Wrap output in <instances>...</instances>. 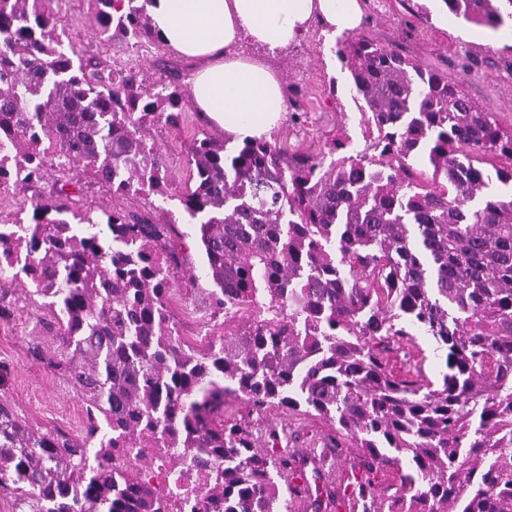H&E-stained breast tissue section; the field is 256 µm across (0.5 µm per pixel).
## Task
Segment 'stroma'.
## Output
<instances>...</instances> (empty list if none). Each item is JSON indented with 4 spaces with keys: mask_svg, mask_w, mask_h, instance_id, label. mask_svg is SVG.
Masks as SVG:
<instances>
[{
    "mask_svg": "<svg viewBox=\"0 0 512 512\" xmlns=\"http://www.w3.org/2000/svg\"><path fill=\"white\" fill-rule=\"evenodd\" d=\"M419 2L427 7L428 13L415 18L400 0H360L364 12L360 33L442 71L457 72L463 63H471L470 72H464L466 94L476 104L497 112L501 126L511 127L512 27L504 25L493 30L455 17L446 11L441 0ZM337 40V35L326 29L312 27L275 58L274 65L285 85L301 90L297 103L287 106L288 112L300 113L301 119L284 120L272 132V140L291 149L317 152L323 150L338 127L344 126L355 147H364L349 72L333 52ZM204 128L203 120L188 101L179 128L149 129L148 135L161 145L168 171L176 183L188 181L185 148ZM171 306L184 340L198 344L206 334H223V325L210 321L197 291L177 289ZM36 317V310L24 307L14 322L0 324V364L8 369L7 377L0 383V400L33 428L80 435L85 421L82 401L67 382L27 354L31 339H39L48 350L55 342L50 335L36 336ZM264 419L291 425L302 448L319 446L321 437L330 430L320 418L304 412L289 414L273 408L265 413Z\"/></svg>",
    "mask_w": 512,
    "mask_h": 512,
    "instance_id": "1",
    "label": "stroma"
}]
</instances>
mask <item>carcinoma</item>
I'll use <instances>...</instances> for the list:
<instances>
[{"mask_svg":"<svg viewBox=\"0 0 512 512\" xmlns=\"http://www.w3.org/2000/svg\"><path fill=\"white\" fill-rule=\"evenodd\" d=\"M497 29L512 0H442ZM59 0H0V187L41 191L33 224L0 220V273L25 276L55 336L30 355L86 405L84 436L40 432L0 401V493L14 512H283L301 477L311 512H512V131L432 69L355 34L348 69L366 148L341 129L325 151L207 133L172 181L161 146L185 90L66 40ZM93 37L139 53L159 42L150 0H89ZM332 157L325 163L326 157ZM425 158L432 172L416 167ZM98 186L179 213L80 206ZM192 234L178 229V220ZM195 244L203 276L186 266ZM224 335L195 350L170 310L178 279ZM429 336L434 383L404 370ZM247 417L224 420L226 397ZM305 410L351 445L360 475L336 496L322 458L288 426ZM120 473L125 492L114 493ZM416 342L425 356L424 371L432 379L440 378L446 372L445 355L436 350V344L427 336H418Z\"/></svg>","mask_w":512,"mask_h":512,"instance_id":"carcinoma-1","label":"carcinoma"}]
</instances>
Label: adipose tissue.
Masks as SVG:
<instances>
[{
    "instance_id": "1",
    "label": "adipose tissue",
    "mask_w": 512,
    "mask_h": 512,
    "mask_svg": "<svg viewBox=\"0 0 512 512\" xmlns=\"http://www.w3.org/2000/svg\"><path fill=\"white\" fill-rule=\"evenodd\" d=\"M162 43L193 65L191 99L232 142L269 138L286 113V88L268 62L238 52L241 41L288 49L318 21L334 34L354 31L359 0H153Z\"/></svg>"
}]
</instances>
